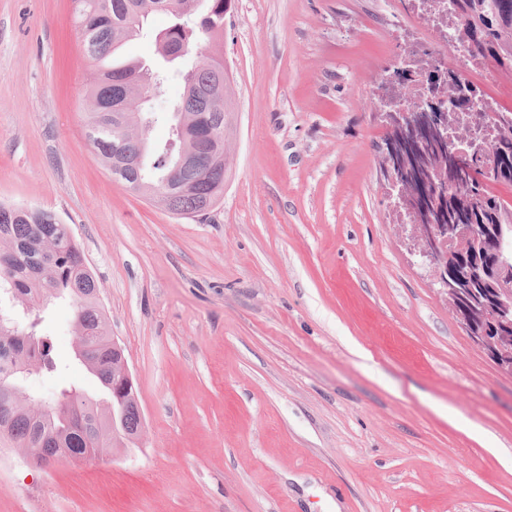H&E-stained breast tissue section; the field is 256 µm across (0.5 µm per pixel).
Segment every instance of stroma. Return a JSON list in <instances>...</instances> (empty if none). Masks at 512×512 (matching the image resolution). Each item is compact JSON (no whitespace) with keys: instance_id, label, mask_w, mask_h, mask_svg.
I'll use <instances>...</instances> for the list:
<instances>
[{"instance_id":"1","label":"stroma","mask_w":512,"mask_h":512,"mask_svg":"<svg viewBox=\"0 0 512 512\" xmlns=\"http://www.w3.org/2000/svg\"><path fill=\"white\" fill-rule=\"evenodd\" d=\"M390 0H232L224 197L173 216L84 136L70 0H0V201L54 211L137 389V446L0 461V512H512V374L393 224L366 90ZM179 77L146 105L165 140ZM78 366L30 377L41 396Z\"/></svg>"}]
</instances>
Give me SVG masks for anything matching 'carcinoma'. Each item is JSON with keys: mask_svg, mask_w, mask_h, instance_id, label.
I'll use <instances>...</instances> for the list:
<instances>
[{"mask_svg": "<svg viewBox=\"0 0 512 512\" xmlns=\"http://www.w3.org/2000/svg\"><path fill=\"white\" fill-rule=\"evenodd\" d=\"M200 0H111L110 13L97 11L94 0H71L78 39L91 68L87 85L84 134L112 178L146 198L158 202L180 218L204 217L224 195L226 138L214 143L203 133V122L227 129L224 101L229 80L224 71V14L231 0H207V12L195 20ZM460 20V36L474 56L493 58L499 71L512 76V0H452ZM165 12L171 24L162 45L178 52L163 57L191 55L201 40L207 53L182 73L184 93L174 112L171 138L162 146L150 145L135 118L149 124L144 104L163 83L161 72L152 75L137 61L110 68L100 64L115 55L124 43L139 36L150 13ZM120 92L127 114L99 111L101 100ZM450 141H430L422 158L434 183L431 189L449 195L448 212L462 224H473L479 234L492 239L502 233V252L512 258V207H506L480 188L479 171L459 172L450 181L445 166ZM492 164L483 177L512 185V121L503 124L490 147ZM202 157L199 165L179 164L180 155ZM492 246L468 237L457 243L448 280L459 284L471 266L487 262ZM458 305V313L475 312L486 324L493 318L496 289L512 292V272L471 285ZM7 304L22 314L15 322L0 318V437L24 457L37 455L54 460L66 453L72 459L86 452L100 457L134 442L143 430L140 407L126 405L112 427V385L122 376L119 355L112 350L107 318L99 299V285L89 271L83 251L69 225L49 210L0 204V292ZM70 299L74 307L76 339L87 348L80 364L98 382L102 396L91 398L77 387H64L53 397L26 394L22 369L52 373L58 369L53 338L43 327L42 313L56 299Z\"/></svg>", "mask_w": 512, "mask_h": 512, "instance_id": "cac0c4a2", "label": "carcinoma"}]
</instances>
